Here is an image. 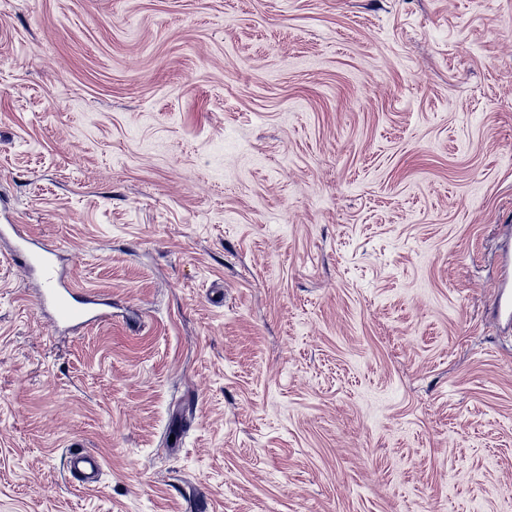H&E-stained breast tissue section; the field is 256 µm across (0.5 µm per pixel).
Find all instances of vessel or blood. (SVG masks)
Wrapping results in <instances>:
<instances>
[{
  "instance_id": "b4317fda",
  "label": "vessel or blood",
  "mask_w": 512,
  "mask_h": 512,
  "mask_svg": "<svg viewBox=\"0 0 512 512\" xmlns=\"http://www.w3.org/2000/svg\"><path fill=\"white\" fill-rule=\"evenodd\" d=\"M15 257L26 268H38L44 285L40 302L53 309L56 325L86 324L102 319L96 298L90 294L78 295L70 288L55 267L33 248L31 241L19 238ZM503 266L505 276L497 288L494 311L497 316L512 322V251L504 253ZM70 466L86 487L94 486L102 472L99 456L88 450L72 454Z\"/></svg>"
}]
</instances>
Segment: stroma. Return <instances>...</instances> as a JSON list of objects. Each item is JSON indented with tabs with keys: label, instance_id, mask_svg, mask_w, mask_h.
<instances>
[{
	"label": "stroma",
	"instance_id": "stroma-1",
	"mask_svg": "<svg viewBox=\"0 0 512 512\" xmlns=\"http://www.w3.org/2000/svg\"><path fill=\"white\" fill-rule=\"evenodd\" d=\"M1 224L0 512H512V0H0ZM12 230L15 225L8 224L0 227V238L3 239L6 231ZM18 237V244L15 248V258L20 263L32 269H39L44 288H42L40 303L43 306H50L54 311V323L60 325L86 324L101 320L105 314L99 312L96 305L98 300L91 294L79 296L74 288L69 285L58 274L55 267L32 246L34 243L28 239ZM505 277L497 288L494 311L497 316L512 322V251H506L503 255ZM70 466L82 485L86 487L94 486L102 472L99 456L88 450L72 454Z\"/></svg>",
	"mask_w": 512,
	"mask_h": 512
}]
</instances>
